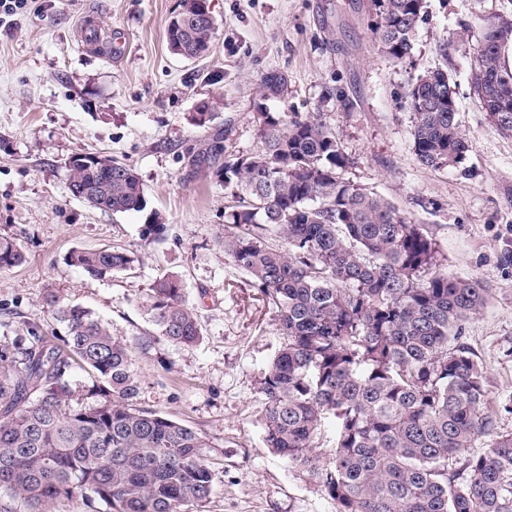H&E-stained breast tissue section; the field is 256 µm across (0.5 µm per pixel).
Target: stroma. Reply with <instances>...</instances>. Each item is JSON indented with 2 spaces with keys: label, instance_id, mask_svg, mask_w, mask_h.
<instances>
[{
  "label": "stroma",
  "instance_id": "1",
  "mask_svg": "<svg viewBox=\"0 0 512 512\" xmlns=\"http://www.w3.org/2000/svg\"><path fill=\"white\" fill-rule=\"evenodd\" d=\"M426 3L413 54L401 62L372 37L367 0H210L212 48L193 62L173 55L165 38L179 0H37L0 28V237L25 254L0 272V336L9 316L48 331L49 287L107 321L131 352L140 405L202 431L219 452L203 512H337L302 469L265 445L258 388L280 344L277 313L219 242L235 189L190 174L183 160L219 128L230 150L258 148L267 72L288 78L273 109L319 112L335 128L353 160L344 178L409 211L435 240L441 269L491 287L466 334L490 398L512 397V139L475 99L469 57L438 52L445 37L477 44L487 19L512 17V0ZM90 13L117 54L81 47ZM441 66L471 150L460 164L432 169L413 152L405 93L411 77ZM208 97L219 98L218 116L200 127L194 105ZM79 152L138 174L167 226L162 240L146 235L145 214L102 213L70 194L65 163ZM116 245L136 251L134 269L96 278L66 261L76 248ZM170 273L182 277L202 327L192 346L169 343L145 316L151 283Z\"/></svg>",
  "mask_w": 512,
  "mask_h": 512
}]
</instances>
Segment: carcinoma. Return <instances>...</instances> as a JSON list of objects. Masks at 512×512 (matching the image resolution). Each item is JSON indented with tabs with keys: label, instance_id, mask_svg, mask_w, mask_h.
Instances as JSON below:
<instances>
[{
	"label": "carcinoma",
	"instance_id": "1",
	"mask_svg": "<svg viewBox=\"0 0 512 512\" xmlns=\"http://www.w3.org/2000/svg\"><path fill=\"white\" fill-rule=\"evenodd\" d=\"M372 4L370 31L382 52L409 58L426 0ZM213 33L203 0H183L165 28L170 51L193 60L210 53ZM511 45L499 17L486 21L473 47L451 37L440 44L445 60L450 49L474 55L471 89L506 137ZM287 92L283 73L261 77L257 151L233 153L220 133L208 148L186 152L189 168L212 169L242 192L224 213V255L278 313L281 344L259 387L265 445L303 467L338 512H512V433L495 427L497 413L512 414V398L490 403L465 336L491 288L437 268V244L421 225L341 177L351 159L320 113L267 107ZM407 103L418 161L434 169L461 163L470 145L448 71L411 79ZM197 105L193 119L204 127L217 101ZM67 170L74 198L107 213L146 211L149 233L165 232L130 167L114 160L108 171ZM23 260L17 242L0 237V272ZM69 262L101 278L132 269L136 256L121 247L74 250ZM45 304L63 329L61 343L29 323L0 339V494L25 512H50L76 493L107 512H201L217 460L205 436L139 406L130 351L107 322L51 289ZM146 312L168 342L200 341L179 275L153 281ZM78 369L91 384L74 381ZM327 421L335 439L324 461L316 439ZM487 435L489 444L472 451Z\"/></svg>",
	"mask_w": 512,
	"mask_h": 512
}]
</instances>
